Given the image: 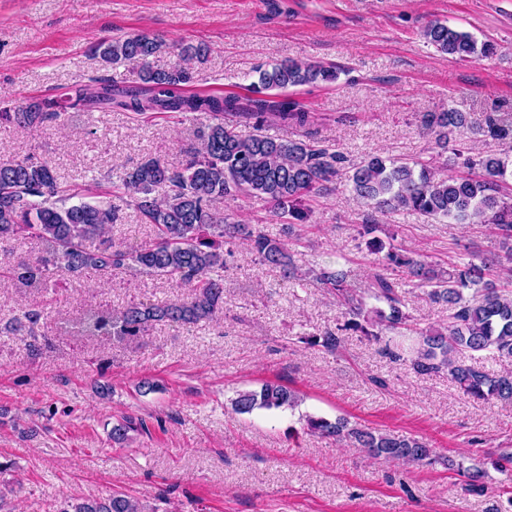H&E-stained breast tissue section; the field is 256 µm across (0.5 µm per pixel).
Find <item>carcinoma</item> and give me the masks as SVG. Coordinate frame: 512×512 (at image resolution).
<instances>
[{
  "label": "carcinoma",
  "instance_id": "1",
  "mask_svg": "<svg viewBox=\"0 0 512 512\" xmlns=\"http://www.w3.org/2000/svg\"><path fill=\"white\" fill-rule=\"evenodd\" d=\"M423 36L437 52L464 61L488 57L496 45L478 41L471 33L432 21ZM161 42L145 33L105 38L94 49L102 61L139 64L137 91L113 92L105 79L95 87L66 98H36L24 105L0 106V126L33 128L65 120L66 111L106 105L137 116L174 113L206 118L197 132V143L184 151L178 165L161 158H148L120 176L117 190H107L105 200H69L77 193L61 187L52 167L29 154L0 161V244L32 239L41 254L16 264L0 261V276L25 287L44 288L61 282L70 285L86 272L102 275L134 270L164 278L189 293L177 299L156 302L131 300L117 311L97 312L81 321L86 336L138 338L158 323L197 325L214 319L224 309V268L232 251L224 245L243 237L260 260L279 269L288 278L297 274L293 254L280 241L260 229L229 220L224 198L245 195L265 201L286 224H308L312 211L307 201L328 189L341 175L345 157L336 149L314 140H279L262 133L270 122L305 129L315 122L313 113L294 100H272L276 89L336 80V68L322 63L284 60L259 71L251 84V96L241 99L191 93L197 67L207 61L203 44L176 46V62L154 65ZM248 125L254 133L238 130ZM422 132L443 148L460 130L468 127L465 113L454 107L426 112ZM479 132L492 140L512 141V122L489 112ZM462 165L471 173L439 178L426 164L398 163L379 155L364 157L349 176L352 191L372 207L408 209L458 224H490L500 251L510 263L468 262L443 270L427 257L403 244L385 243L374 236L375 224H361L358 235L367 238V249L379 266L366 291L352 288L347 274L331 268L312 269L313 280L344 307L335 329L308 339L334 353L348 335L378 341L385 332L414 335L408 353L385 347L394 361H409L420 376L448 371L464 396L477 401L512 402V372L491 373L477 364L485 353L512 358V193L507 176L512 160L497 153L466 155ZM166 194L157 198V188ZM134 206L141 222L152 226L154 237L126 249L107 234L121 222L123 207ZM427 290L434 303L448 305V322L440 327L417 328L400 291L401 278ZM386 304L387 309H367L366 297ZM47 317L43 310H26L12 317L9 331L21 337L27 349L40 350L36 329ZM297 395L285 385L266 381L240 391L231 400L239 414L256 410L293 408ZM307 430L336 442L349 441L374 458L390 462L430 464L429 444L413 436L356 426L344 418L334 421L307 416ZM470 490H485L486 472L478 465H457ZM63 512H146L134 498L114 493L107 499H76Z\"/></svg>",
  "mask_w": 512,
  "mask_h": 512
}]
</instances>
